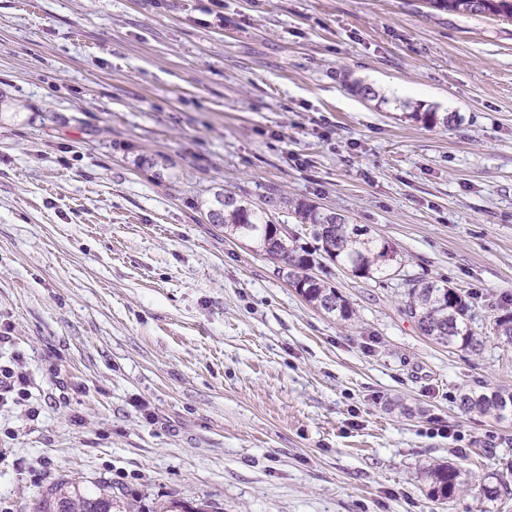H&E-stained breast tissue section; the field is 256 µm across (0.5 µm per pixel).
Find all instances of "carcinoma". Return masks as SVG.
<instances>
[{
    "mask_svg": "<svg viewBox=\"0 0 512 512\" xmlns=\"http://www.w3.org/2000/svg\"><path fill=\"white\" fill-rule=\"evenodd\" d=\"M426 7L458 15H479L477 0H423ZM411 116L433 127H447L457 122L454 113L438 117L436 112H421L412 107ZM281 207L291 211L296 223L307 228L316 247L299 243L298 233L283 232L269 219L266 207ZM206 218L224 228V233L245 239L258 252L278 261V270L288 284L311 305L343 321L355 316L343 296L327 281L317 277L313 269L322 270L321 261H329L346 269L357 278L380 280L392 274L397 264V252L388 241L370 235L365 226L353 224L341 213L320 209L301 199L270 197L265 206L255 205L231 191L217 192L206 212ZM406 303L404 314L413 319L420 333L443 346L478 351L484 345L475 335L472 323L475 307L462 289L426 279L404 280ZM489 330L504 344H512V313L490 310ZM460 406L467 412L504 417L512 408V392L499 390L491 395L464 393ZM466 470L460 462H442L427 470L430 495L437 499H452L464 484ZM490 482L483 485L487 499L494 500L512 493L508 478L491 473ZM35 512H135L132 505L112 495V488L102 486L93 492L75 479L62 478L39 498Z\"/></svg>",
    "mask_w": 512,
    "mask_h": 512,
    "instance_id": "obj_1",
    "label": "carcinoma"
}]
</instances>
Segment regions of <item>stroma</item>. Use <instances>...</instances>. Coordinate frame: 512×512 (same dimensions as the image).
<instances>
[{"label": "stroma", "instance_id": "1", "mask_svg": "<svg viewBox=\"0 0 512 512\" xmlns=\"http://www.w3.org/2000/svg\"><path fill=\"white\" fill-rule=\"evenodd\" d=\"M0 0V512L59 478L162 512H512V348L423 337L407 278L512 308V21L421 0ZM373 85L362 99L353 83ZM458 115L412 119L405 102ZM141 157L166 160L162 176ZM348 216L396 276L350 321L208 223L217 189ZM465 458L453 499L427 465ZM29 378L21 367L0 366V406L17 403L27 395ZM460 406L467 412L493 414L496 418H504L508 407L512 410V392L499 390L491 396L476 392L464 393L460 397Z\"/></svg>", "mask_w": 512, "mask_h": 512}]
</instances>
